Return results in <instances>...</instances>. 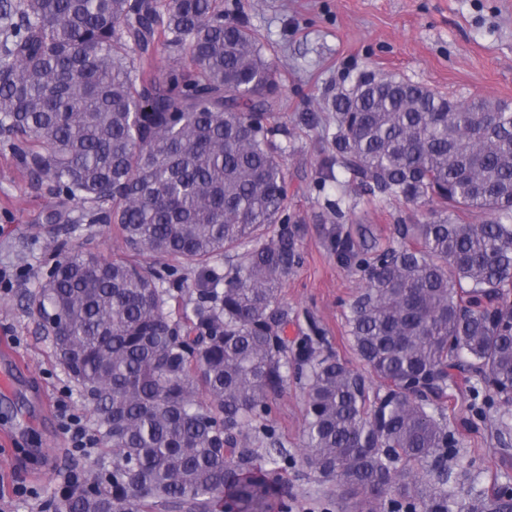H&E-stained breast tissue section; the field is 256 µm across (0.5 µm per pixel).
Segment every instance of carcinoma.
Listing matches in <instances>:
<instances>
[{"label":"carcinoma","mask_w":512,"mask_h":512,"mask_svg":"<svg viewBox=\"0 0 512 512\" xmlns=\"http://www.w3.org/2000/svg\"><path fill=\"white\" fill-rule=\"evenodd\" d=\"M244 15L224 0H0V135L58 199L42 220L66 224L79 203L131 254L198 273L175 319L137 262L89 242L56 261L33 304L102 448L46 508L289 512L302 467L351 512H512L506 487L464 502L448 486V459L462 464L445 412L460 377L512 409V107L386 75L336 95L323 178L336 165L431 214L369 260L348 231L331 242L364 266L347 317L361 372L321 336H284L298 250L288 226L269 235L288 199L281 76ZM160 49L172 63L152 74ZM291 374L307 379L299 457L269 420Z\"/></svg>","instance_id":"obj_1"}]
</instances>
